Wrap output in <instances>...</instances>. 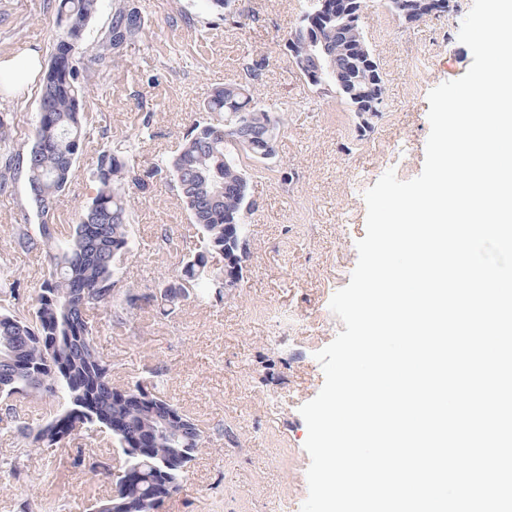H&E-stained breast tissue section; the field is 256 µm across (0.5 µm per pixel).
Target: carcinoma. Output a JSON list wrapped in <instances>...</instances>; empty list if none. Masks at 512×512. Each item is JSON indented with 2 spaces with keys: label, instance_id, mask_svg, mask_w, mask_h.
Wrapping results in <instances>:
<instances>
[{
  "label": "carcinoma",
  "instance_id": "1",
  "mask_svg": "<svg viewBox=\"0 0 512 512\" xmlns=\"http://www.w3.org/2000/svg\"><path fill=\"white\" fill-rule=\"evenodd\" d=\"M57 42L42 76L32 138L22 149L12 137L14 113L0 112V191L15 181L22 164L28 203L41 218L38 233L17 227L15 253L41 252L47 259L33 308L0 309V399L39 394L61 401L58 409L35 428H24L29 448L64 447L83 431L112 435L122 465H137L141 482L132 495H113L92 505V512H156L163 500L179 491L190 463L202 445V431L194 420L163 397L141 399L139 382L123 386L112 382V362L96 344L95 315L103 309L111 325L130 324L135 307L128 295L115 293L116 259L132 249L128 226L132 211L130 190L144 192L154 180L165 181L176 191L190 221L202 233L209 252L224 250L229 224H247L249 212L236 189L248 181L246 165L237 154L224 152V119L240 120L255 140L266 135L270 120L283 125L254 95L249 84L216 87L203 102L208 118L191 124L179 149L169 160L140 172L126 144L103 150L93 179L95 195L80 206L78 221L62 232L49 223L70 182L85 137V106L91 94V77L101 67L122 56L120 47L137 38L145 20L128 14L127 0H117L112 22L93 45L84 33L99 9L100 0H54ZM313 36L340 56L344 77L367 89L364 67L377 61L367 40L351 37L344 43L336 35V19L313 22ZM220 273L211 271L202 254L183 262L181 273L159 290L140 295L143 303L160 301L159 313L186 301L209 300ZM21 282L14 264L0 258V301L15 304ZM172 416L184 433L172 439L160 430L161 420ZM125 428L112 431V420ZM76 464L92 476L112 477V458L78 456Z\"/></svg>",
  "mask_w": 512,
  "mask_h": 512
}]
</instances>
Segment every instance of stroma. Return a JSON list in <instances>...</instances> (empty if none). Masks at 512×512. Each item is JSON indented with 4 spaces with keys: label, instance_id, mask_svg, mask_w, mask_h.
<instances>
[{
    "label": "stroma",
    "instance_id": "1",
    "mask_svg": "<svg viewBox=\"0 0 512 512\" xmlns=\"http://www.w3.org/2000/svg\"><path fill=\"white\" fill-rule=\"evenodd\" d=\"M146 34L103 68L87 103V135L55 214L77 221L95 194L100 151L148 126L133 160L147 168L172 155L204 99L227 82L252 81L259 100L284 118L274 158L250 166L249 259L223 301H187L168 316L144 306L128 332L101 321L97 345L112 361L115 383L156 372L160 396L196 421L204 444L182 488L160 512H301L310 457L300 407L324 383L315 354L344 325L329 302L350 282L356 243L366 232L364 192L389 170L419 175L430 131L427 96L472 63L458 39L472 0L408 25L383 0H369L364 29L383 72L385 109L358 114L336 95L307 86L285 44L308 0H236L245 25L205 11L199 0H140ZM50 0H0V57L27 51L49 61ZM258 68L257 78L242 60ZM38 86L0 90V110L16 115L13 136L30 139ZM133 249L120 267L126 284L156 293L181 268L180 241L195 228L172 188L131 200ZM26 204L24 178L0 195V257L11 254L17 225L38 224ZM18 420H0V512H88L112 492L110 481L74 465L77 452L111 456L109 433L95 431L66 448L27 449L17 422L36 426L53 413L44 400L14 398Z\"/></svg>",
    "mask_w": 512,
    "mask_h": 512
}]
</instances>
